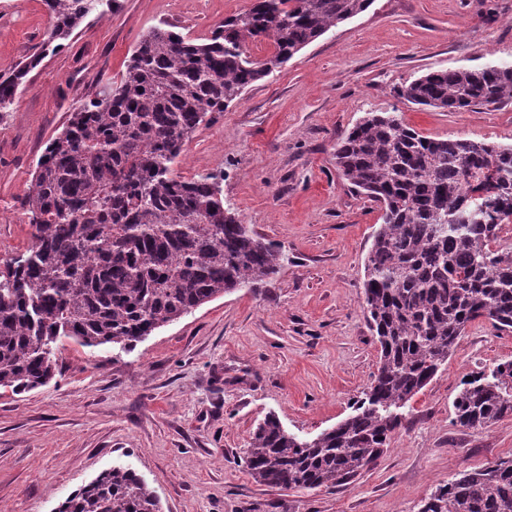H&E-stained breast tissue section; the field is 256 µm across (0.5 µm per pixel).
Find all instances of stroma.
<instances>
[{"instance_id": "stroma-1", "label": "stroma", "mask_w": 512, "mask_h": 512, "mask_svg": "<svg viewBox=\"0 0 512 512\" xmlns=\"http://www.w3.org/2000/svg\"><path fill=\"white\" fill-rule=\"evenodd\" d=\"M254 2L118 0L30 70L0 112V263L32 244L21 202L48 141L125 71L141 38L166 22L205 39ZM48 23L43 0H0V75L38 51ZM489 62H512V0H374L199 126L178 172L223 175L225 204L287 263L261 292L219 296L134 350L63 341L47 385L0 389V504L54 512L124 465L163 512H418L460 471L512 457V416L475 429L454 420L466 376L512 360V332L483 318L412 398L388 450L348 485L266 486L243 463L266 414L303 438L346 418L379 360L362 285L380 210L337 172L338 136L364 113L396 111L430 137L512 144V104L445 112L397 94L429 71Z\"/></svg>"}]
</instances>
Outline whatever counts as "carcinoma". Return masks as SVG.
<instances>
[{
	"label": "carcinoma",
	"mask_w": 512,
	"mask_h": 512,
	"mask_svg": "<svg viewBox=\"0 0 512 512\" xmlns=\"http://www.w3.org/2000/svg\"><path fill=\"white\" fill-rule=\"evenodd\" d=\"M42 49L118 0H43ZM374 0H256L203 42L162 23L126 71L75 107L39 158L22 209L33 243L0 269V389L47 383L56 345L130 351L154 330L215 297L261 285L288 261L224 205L220 177L187 179L182 147L215 112ZM274 51L255 61L249 40ZM33 59L0 76V112L15 103ZM414 105L463 112L512 103V63L429 71L399 90ZM336 170L380 204L365 259L364 311L380 346L376 373L353 413L300 438L268 414L244 464L285 489L343 486L370 468L403 426V409L448 363L468 323L512 332V249H494L512 217V144L430 138L396 112H367L336 141ZM455 421L487 427L512 416V360L471 374ZM56 512H162L157 493L114 466ZM419 512H512V457L436 487Z\"/></svg>",
	"instance_id": "carcinoma-1"
}]
</instances>
